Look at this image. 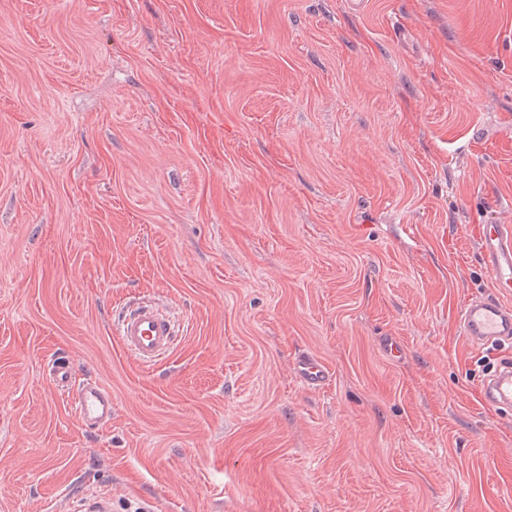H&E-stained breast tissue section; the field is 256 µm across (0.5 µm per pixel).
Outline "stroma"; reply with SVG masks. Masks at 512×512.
I'll return each instance as SVG.
<instances>
[{
  "mask_svg": "<svg viewBox=\"0 0 512 512\" xmlns=\"http://www.w3.org/2000/svg\"><path fill=\"white\" fill-rule=\"evenodd\" d=\"M484 224L512 0H0V512H512V347L457 324ZM146 296L180 324L149 367ZM118 337L126 352L142 365L157 362L172 345L174 322L155 301L141 299L119 317ZM294 370L301 383L308 388H318L328 378L325 365L310 353L298 355L295 359ZM51 375L54 385L69 396L72 410L82 425L99 428L111 424L112 393L110 391L91 380L74 388L71 369L65 362L54 364ZM482 397L485 405L495 410L512 409V364L503 363L494 374L483 381Z\"/></svg>",
  "mask_w": 512,
  "mask_h": 512,
  "instance_id": "stroma-1",
  "label": "stroma"
}]
</instances>
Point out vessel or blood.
Wrapping results in <instances>:
<instances>
[{
	"instance_id": "vessel-or-blood-1",
	"label": "vessel or blood",
	"mask_w": 512,
	"mask_h": 512,
	"mask_svg": "<svg viewBox=\"0 0 512 512\" xmlns=\"http://www.w3.org/2000/svg\"><path fill=\"white\" fill-rule=\"evenodd\" d=\"M479 252L493 276L499 296L468 300L459 315L460 331L475 346L512 345V229L502 224L482 225ZM117 330L126 352L148 366L169 350L174 322L157 302L141 299L121 314ZM294 370L301 383L309 388L322 386L328 378L325 365L309 353L298 355ZM52 381L67 393L82 425L99 428L111 424L112 394L105 387L91 380L73 385L71 369L63 362L53 365ZM482 397L490 408L512 409L511 363H503L484 380Z\"/></svg>"
}]
</instances>
